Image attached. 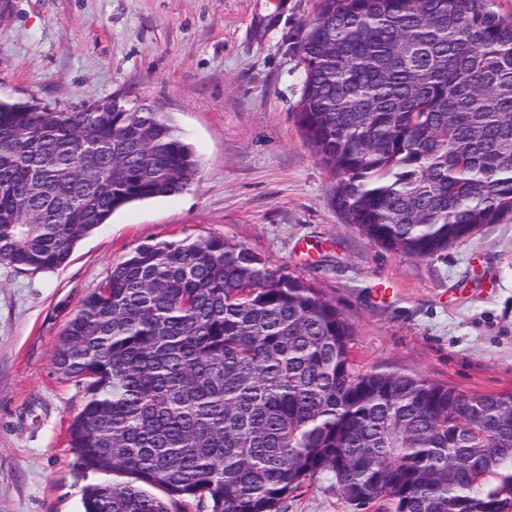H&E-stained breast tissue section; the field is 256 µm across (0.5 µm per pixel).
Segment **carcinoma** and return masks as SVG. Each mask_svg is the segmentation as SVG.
I'll return each mask as SVG.
<instances>
[{
  "mask_svg": "<svg viewBox=\"0 0 512 512\" xmlns=\"http://www.w3.org/2000/svg\"><path fill=\"white\" fill-rule=\"evenodd\" d=\"M496 2L318 0L304 25L299 128L369 242L425 258L512 219V14ZM198 171L147 104L0 98V264L59 269L116 210ZM352 336L319 289L242 244L138 246L53 356L85 388L80 465L135 480L91 487L84 512H282L324 471L359 509L512 512V392L358 371Z\"/></svg>",
  "mask_w": 512,
  "mask_h": 512,
  "instance_id": "obj_1",
  "label": "carcinoma"
}]
</instances>
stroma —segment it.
<instances>
[{
  "instance_id": "1",
  "label": "stroma",
  "mask_w": 512,
  "mask_h": 512,
  "mask_svg": "<svg viewBox=\"0 0 512 512\" xmlns=\"http://www.w3.org/2000/svg\"><path fill=\"white\" fill-rule=\"evenodd\" d=\"M318 0H0V98L71 112L118 98L167 113L197 151L194 184L131 204L53 271L0 264V512H83L69 425L85 391L53 355L82 300L145 243L221 237L336 304L357 370L465 395L512 391V220L418 258L369 242L296 118L298 44ZM285 512H354L323 472Z\"/></svg>"
}]
</instances>
